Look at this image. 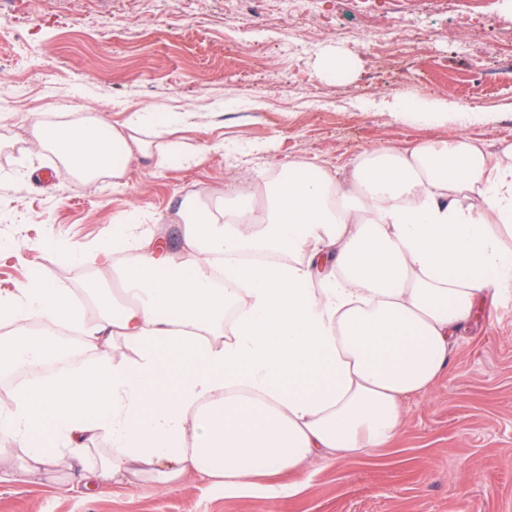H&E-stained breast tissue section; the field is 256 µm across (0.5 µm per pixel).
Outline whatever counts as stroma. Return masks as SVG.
Returning <instances> with one entry per match:
<instances>
[{"instance_id": "1", "label": "stroma", "mask_w": 512, "mask_h": 512, "mask_svg": "<svg viewBox=\"0 0 512 512\" xmlns=\"http://www.w3.org/2000/svg\"><path fill=\"white\" fill-rule=\"evenodd\" d=\"M411 18L426 53L383 56L371 46L394 16ZM512 0L471 10L458 0H0V293L31 275L87 291L112 259L70 264L48 254L54 236L93 247L130 211L159 220L182 250L180 200L237 185L245 171L295 159L326 167L358 153L466 136L487 151L512 140ZM341 51L351 71L328 82L322 56ZM399 91L474 103L481 122L426 128L376 107ZM180 112L190 166L133 162L121 185L40 175L59 156L27 143L31 122L90 113L122 123L130 109ZM384 448L335 463L311 461L293 495L227 493L194 475L172 489L104 484L88 493L83 469L110 446L90 441L82 470L29 483L0 482V512H512V294L478 305L450 354Z\"/></svg>"}]
</instances>
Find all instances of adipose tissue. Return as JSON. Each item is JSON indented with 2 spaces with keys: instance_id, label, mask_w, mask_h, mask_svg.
I'll return each instance as SVG.
<instances>
[{
  "instance_id": "obj_1",
  "label": "adipose tissue",
  "mask_w": 512,
  "mask_h": 512,
  "mask_svg": "<svg viewBox=\"0 0 512 512\" xmlns=\"http://www.w3.org/2000/svg\"><path fill=\"white\" fill-rule=\"evenodd\" d=\"M386 108L422 126L466 123L449 102L393 95ZM171 112L136 109L118 125L81 116L37 122L29 143L92 183L136 159L183 165L181 143L153 151L147 128ZM346 181L291 160L252 193L183 197V251L154 225L123 216L103 237L122 297L101 288L80 332L95 357L43 375L49 343L74 306L66 288L31 277L0 296V374L27 376L0 402V481L25 483L81 460L85 439L111 449L86 489L135 477L165 491L189 473L224 492L388 446L406 398L449 366L478 301L512 289V141L489 152L468 137L365 151ZM136 351L112 354L113 338Z\"/></svg>"
}]
</instances>
